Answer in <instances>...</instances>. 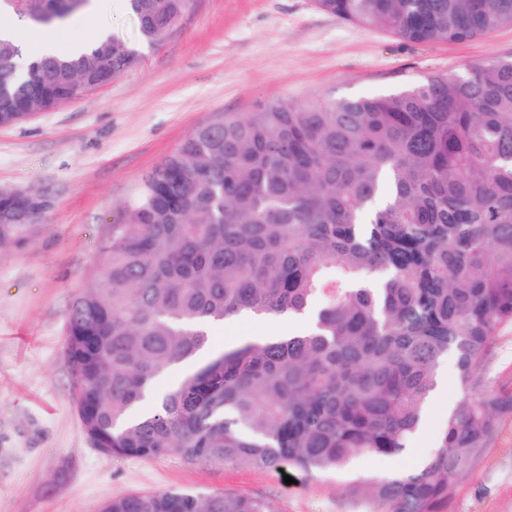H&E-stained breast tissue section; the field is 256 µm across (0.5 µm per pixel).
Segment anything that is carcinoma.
Instances as JSON below:
<instances>
[{"label": "carcinoma", "instance_id": "cac0c4a2", "mask_svg": "<svg viewBox=\"0 0 512 512\" xmlns=\"http://www.w3.org/2000/svg\"><path fill=\"white\" fill-rule=\"evenodd\" d=\"M94 0H0L54 28ZM131 44L98 37L39 54L17 77L0 39V125L60 106L64 79L112 80L161 44L196 0H124ZM406 44L512 27V0H313ZM30 224H0V250ZM310 314L294 334L210 351L209 327ZM512 326V55L394 93L226 112L197 127L113 222L65 317V362L92 445L179 453L312 478L408 448L441 361L463 397L422 466L356 490L377 512H447L457 477L512 417L485 359ZM194 365L157 399V381ZM100 512H269L264 501L181 490L120 494Z\"/></svg>", "mask_w": 512, "mask_h": 512}]
</instances>
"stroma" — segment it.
Here are the masks:
<instances>
[{
	"label": "stroma",
	"mask_w": 512,
	"mask_h": 512,
	"mask_svg": "<svg viewBox=\"0 0 512 512\" xmlns=\"http://www.w3.org/2000/svg\"><path fill=\"white\" fill-rule=\"evenodd\" d=\"M101 29L125 42L137 37L123 0H100L94 16L75 14L50 31L27 27L23 38L34 47L53 38L87 42ZM142 53L140 65L92 95L0 127V187L45 203L27 242L0 251V512H98L112 496L161 489L244 495L270 512H373L352 486L412 470L435 449L462 395L454 357L441 363L447 388L432 399L411 452L288 485L274 469L94 448L64 360L65 314L143 175L198 126L278 100L382 95L420 76L457 75L511 54L512 28L412 45L343 22L312 0H196L161 45ZM485 371L495 388L512 391V328L497 336ZM449 512H512V418L456 480Z\"/></svg>",
	"instance_id": "1"
}]
</instances>
